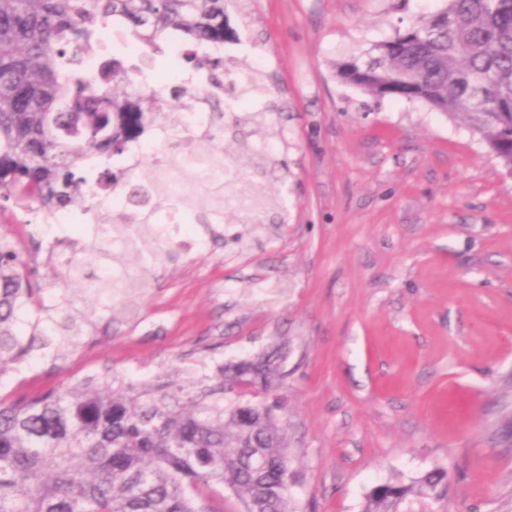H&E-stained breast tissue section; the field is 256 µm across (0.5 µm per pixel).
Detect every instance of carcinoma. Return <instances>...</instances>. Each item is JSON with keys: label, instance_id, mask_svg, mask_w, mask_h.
Listing matches in <instances>:
<instances>
[{"label": "carcinoma", "instance_id": "obj_1", "mask_svg": "<svg viewBox=\"0 0 512 512\" xmlns=\"http://www.w3.org/2000/svg\"><path fill=\"white\" fill-rule=\"evenodd\" d=\"M242 0H0V202L49 217L81 207L98 224L121 232L141 225L125 250L90 237L91 267L69 258L68 276L100 290L112 287L99 268L158 262L173 246L154 233L164 209L189 213L195 224H222L231 213L260 224L270 207H284V177L266 140L245 139L252 168L224 149V135L246 128L264 135L280 107L262 70L234 72L248 61L224 63L229 38L225 10ZM129 25L133 36L162 52L159 41L181 34V56L206 75L203 91L176 85L170 98L135 87L154 57L129 65L106 52L100 30ZM336 76L376 99L417 101L462 117L489 152L512 170V0H448L428 15L336 65ZM264 102L251 112L227 105ZM203 106L213 142L201 147L183 113ZM158 126L169 130L174 158L230 161L234 182H216L193 202L168 195L152 165L130 176L114 158ZM123 194L124 213L87 193L91 182ZM27 262L0 235V373L28 357L34 343L58 355L79 343L86 325L63 302L17 334L22 307L37 302ZM286 357L276 348L219 369L218 382L171 380L154 388L90 389L73 384L34 396L0 395V512H201L198 497L226 486L244 512H293V473L282 406L276 395ZM447 473L432 471L418 491L444 495ZM412 487L376 486L363 512H397Z\"/></svg>", "mask_w": 512, "mask_h": 512}]
</instances>
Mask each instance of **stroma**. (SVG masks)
Returning a JSON list of instances; mask_svg holds the SVG:
<instances>
[{
  "mask_svg": "<svg viewBox=\"0 0 512 512\" xmlns=\"http://www.w3.org/2000/svg\"><path fill=\"white\" fill-rule=\"evenodd\" d=\"M445 0H245L228 9V60L262 65L275 99L268 139L288 163L284 224H198L207 253L146 266L129 296L85 293L57 255L68 229L0 210L35 268L42 303L68 291L91 324L0 375L32 396L72 383L156 385L174 371L286 345L294 512H363L370 492L436 468L448 491L399 512H512V170L459 118L341 83L335 65Z\"/></svg>",
  "mask_w": 512,
  "mask_h": 512,
  "instance_id": "obj_1",
  "label": "stroma"
}]
</instances>
